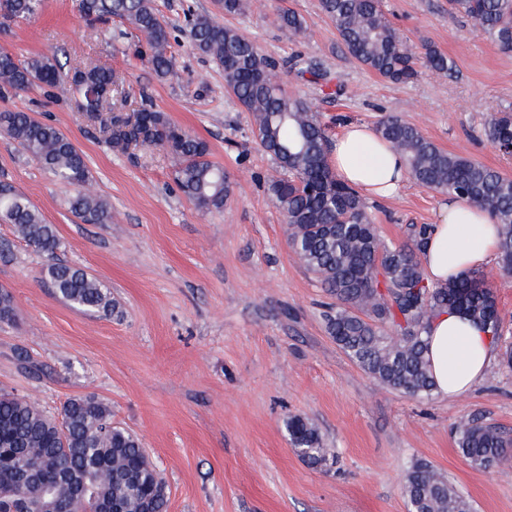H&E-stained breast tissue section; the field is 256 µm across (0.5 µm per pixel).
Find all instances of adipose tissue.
<instances>
[{"instance_id": "obj_1", "label": "adipose tissue", "mask_w": 512, "mask_h": 512, "mask_svg": "<svg viewBox=\"0 0 512 512\" xmlns=\"http://www.w3.org/2000/svg\"><path fill=\"white\" fill-rule=\"evenodd\" d=\"M328 160L338 179L370 201L395 197L406 178L401 157L374 127L363 122L342 125ZM497 250V227L489 212L459 199L450 200L435 215L421 262L429 283L442 285L485 267ZM496 353L490 331L462 312L444 310L432 319L426 357L437 394H467L484 379Z\"/></svg>"}]
</instances>
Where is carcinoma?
<instances>
[{
	"mask_svg": "<svg viewBox=\"0 0 512 512\" xmlns=\"http://www.w3.org/2000/svg\"><path fill=\"white\" fill-rule=\"evenodd\" d=\"M43 0H0V22L27 20ZM224 15H238L251 0H215ZM348 55L394 82H408L420 68L453 76L448 56L428 47L423 56L403 45L380 0H320ZM80 13L93 22L117 20L113 42L134 37L146 46L157 77L175 75L170 31L154 0H78ZM448 15H464L475 33L489 37L504 54L512 53V0H448ZM277 24L295 37L305 20L292 10L277 14ZM193 48L224 71L227 89L250 112L260 146L281 168L269 191L286 217L289 243L306 269L333 300L326 329L343 352L379 385L418 397L434 390L426 360L427 333L433 317L445 310L464 312L501 336L496 298L479 271L435 286L426 279L421 251L428 224H408L406 241L385 244L366 201L336 178L327 161L325 127L301 97L286 94L271 73L279 64L264 57L238 29L210 14L191 23ZM40 88L56 99L75 103L88 121L99 124L112 147L142 142L161 147L175 160L173 178L182 194L206 211L224 209L231 185L224 168L211 161L206 141L186 132L141 97L132 117L105 103L124 95L123 81L110 69L81 64L64 67L57 55L21 59L0 50V96ZM377 131L406 159L409 176L420 186L465 200L490 211L499 226V265L512 274V178L474 159L439 149L415 126L394 115ZM484 132L498 148L512 147V113L495 112ZM0 134L12 140L55 180L75 188L68 208L82 224H109L108 201L91 191L92 174L83 153L56 126L27 112H0ZM0 221L16 238L53 256L60 247L55 225L12 184L0 182ZM47 279L66 302L110 313L111 293L84 269L64 262L47 268ZM289 440L309 466L321 468L333 456L317 426L291 416ZM457 445L467 463L489 469L512 453V436L477 419L456 425ZM0 448L14 460L0 462V512H95L115 502L125 512H168L165 483L136 435L112 423V412L92 396L69 399L60 418L9 392H0ZM50 458L40 479L20 480L19 463ZM404 490L411 512H474L471 502L448 478L424 461L406 471Z\"/></svg>",
	"mask_w": 512,
	"mask_h": 512,
	"instance_id": "cac0c4a2",
	"label": "carcinoma"
}]
</instances>
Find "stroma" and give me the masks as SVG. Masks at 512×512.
Instances as JSON below:
<instances>
[{
	"mask_svg": "<svg viewBox=\"0 0 512 512\" xmlns=\"http://www.w3.org/2000/svg\"><path fill=\"white\" fill-rule=\"evenodd\" d=\"M172 26L178 80L157 78L133 48L111 44L106 25L86 21L76 0H46L30 20L0 29V49L25 58L65 51L112 69L124 80L128 108L141 91L171 122L207 141L231 181L223 211H205L173 180V159L142 146L113 148L68 101L39 91L0 97L1 111L32 113L68 135L84 153L92 189L112 208L108 224H82L68 210L70 187L54 181L16 144L0 136V180L23 193L57 226L61 260L109 289L112 315L75 308L48 288L47 259L0 222V289L16 315L0 322V390L25 396L49 414L90 395L135 433L165 482L169 512H409L403 475L432 464L471 500L475 512H512V460L487 470L462 457L455 425L477 417L512 434V368L495 361L460 397L416 399L373 381L326 330L329 301L288 242L284 214L268 192L276 161L259 147L252 116L226 91L222 70L201 57L186 34L213 0H154ZM291 9L309 25L291 39L275 18ZM406 46H431L456 65L394 83L343 50L319 0H256L225 25L265 56L302 55L333 83L281 70L288 94L305 98L335 136L342 123L376 124L395 115L440 149L512 178V156L486 137L489 113L512 110V54L448 15V0H383ZM443 194L406 181L400 193L370 202L381 239L398 244L407 224L431 223ZM26 351L35 375L16 359ZM308 418L336 459L322 468L294 451L284 427Z\"/></svg>",
	"mask_w": 512,
	"mask_h": 512,
	"instance_id": "1",
	"label": "stroma"
}]
</instances>
